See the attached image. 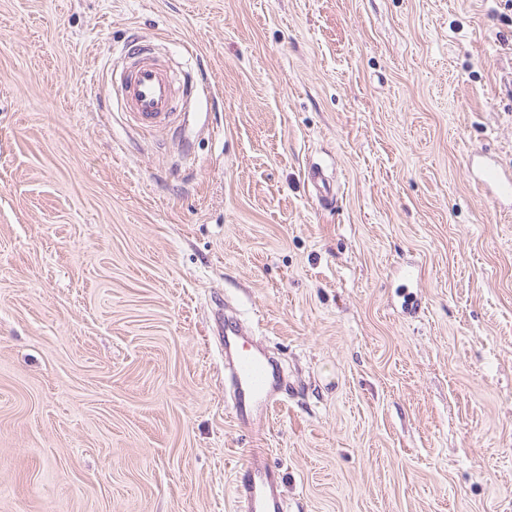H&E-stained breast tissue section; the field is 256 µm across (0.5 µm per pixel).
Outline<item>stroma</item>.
<instances>
[{
	"instance_id": "35a3bbf8",
	"label": "stroma",
	"mask_w": 512,
	"mask_h": 512,
	"mask_svg": "<svg viewBox=\"0 0 512 512\" xmlns=\"http://www.w3.org/2000/svg\"><path fill=\"white\" fill-rule=\"evenodd\" d=\"M186 143L112 102L131 35ZM505 0H0V512H512ZM334 191L325 206L310 180ZM287 378L239 425L217 313ZM479 181L489 189L492 202L512 198V177L505 176L493 165L486 166ZM280 470L270 462L265 448H253L235 471L234 499L237 512H286L281 494Z\"/></svg>"
}]
</instances>
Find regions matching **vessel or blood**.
<instances>
[{
    "instance_id": "b4317fda",
    "label": "vessel or blood",
    "mask_w": 512,
    "mask_h": 512,
    "mask_svg": "<svg viewBox=\"0 0 512 512\" xmlns=\"http://www.w3.org/2000/svg\"><path fill=\"white\" fill-rule=\"evenodd\" d=\"M174 94V80L166 64L131 47L120 73V97L135 125L148 131L168 129ZM479 180L492 200L512 198V177L495 166H486ZM220 335L224 369L233 386L234 414L246 426L275 403L280 374L273 360L254 350L251 337L237 318L225 317ZM281 482V473L270 462L266 449H251L235 471L236 512H286Z\"/></svg>"
}]
</instances>
